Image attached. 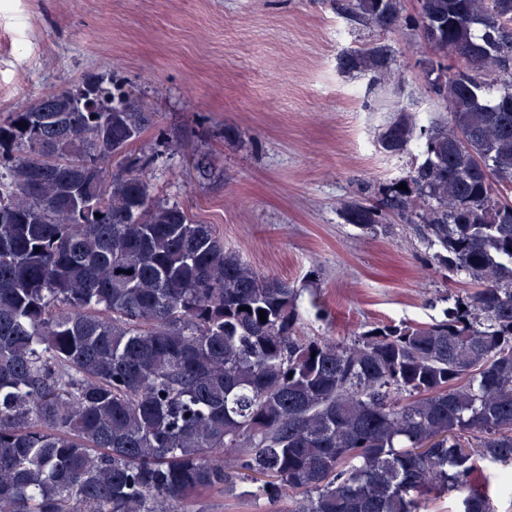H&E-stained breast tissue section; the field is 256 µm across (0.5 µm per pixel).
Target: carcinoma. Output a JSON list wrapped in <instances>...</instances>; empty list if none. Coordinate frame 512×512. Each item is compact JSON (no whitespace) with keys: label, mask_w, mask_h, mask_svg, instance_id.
<instances>
[{"label":"carcinoma","mask_w":512,"mask_h":512,"mask_svg":"<svg viewBox=\"0 0 512 512\" xmlns=\"http://www.w3.org/2000/svg\"><path fill=\"white\" fill-rule=\"evenodd\" d=\"M500 2L415 0L441 112L423 125L398 109L378 145L400 156L416 142L424 160L376 202L341 208L370 234L387 231L385 211L423 225L438 266L478 285L430 323L299 335L300 289L155 198L140 173L154 156L109 172L152 123L110 79L89 74L0 122V512H172L237 480L299 495L291 512H420L452 491L458 512H495L483 465H512ZM401 11L343 9L381 29ZM339 65L388 83L394 52L375 43ZM49 100L59 113L40 111Z\"/></svg>","instance_id":"cac0c4a2"}]
</instances>
